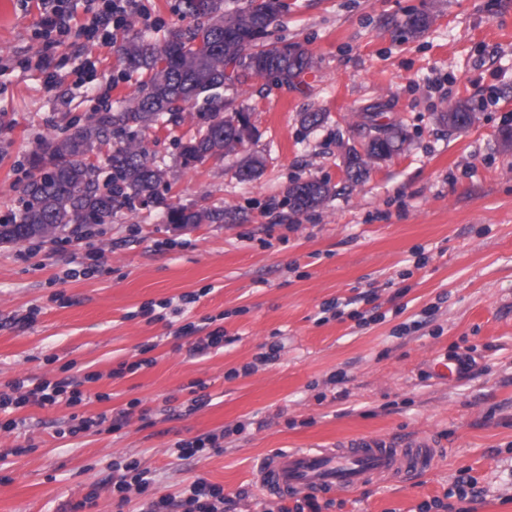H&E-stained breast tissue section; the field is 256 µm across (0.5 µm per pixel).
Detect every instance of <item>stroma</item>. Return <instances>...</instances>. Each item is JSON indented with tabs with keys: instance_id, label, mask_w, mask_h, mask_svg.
<instances>
[{
	"instance_id": "35a3bbf8",
	"label": "stroma",
	"mask_w": 512,
	"mask_h": 512,
	"mask_svg": "<svg viewBox=\"0 0 512 512\" xmlns=\"http://www.w3.org/2000/svg\"><path fill=\"white\" fill-rule=\"evenodd\" d=\"M178 3L138 0L122 38L164 45L186 25ZM284 3L269 38L302 44L313 65L291 85L254 76L227 90L250 114L251 143L186 168L172 141L190 137L194 119L146 135L168 204L224 210V223L172 224L165 207H150L117 213L87 243L66 230L0 244V390L23 377L96 372L90 389L103 395L26 408L22 425L0 430V512H66L94 487L90 512H142L145 497L120 503L108 483V464L126 457L150 468L162 492L202 479L223 487L226 512H278L281 499L256 487L261 457L352 437L424 438L441 455L412 483H371L322 512H417L464 470L483 490L468 512H512V0ZM9 9L12 22L0 25L1 220L18 209L40 137L102 102L122 104L142 80L124 70L116 45L72 37L46 48L40 10L18 0ZM416 11L432 22L412 37L397 23ZM460 101L477 119L448 130L438 117ZM376 104L381 122L402 125L409 140L353 185L343 156L363 142L360 118ZM308 110L328 119L307 132ZM253 153L266 159L262 175L239 180ZM296 178L328 181L319 208L284 205ZM90 247L96 272L73 276ZM186 294L197 300L182 318L150 315ZM330 304L334 314L322 317ZM30 310L34 322L19 328ZM183 320L204 334L223 327L228 341L190 355L192 338L176 334ZM274 343L278 359L258 362ZM146 344L154 365L114 376ZM464 355L470 369L439 375L440 362ZM232 369L239 377L226 379ZM124 410L118 432L55 434L71 415ZM221 430L223 448L206 458L169 452Z\"/></svg>"
}]
</instances>
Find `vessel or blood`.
I'll return each instance as SVG.
<instances>
[{
    "label": "vessel or blood",
    "mask_w": 512,
    "mask_h": 512,
    "mask_svg": "<svg viewBox=\"0 0 512 512\" xmlns=\"http://www.w3.org/2000/svg\"><path fill=\"white\" fill-rule=\"evenodd\" d=\"M437 460L433 444L361 438L327 448H295L268 453L255 480L262 493L281 498L353 492L376 480L408 483Z\"/></svg>",
    "instance_id": "obj_1"
}]
</instances>
